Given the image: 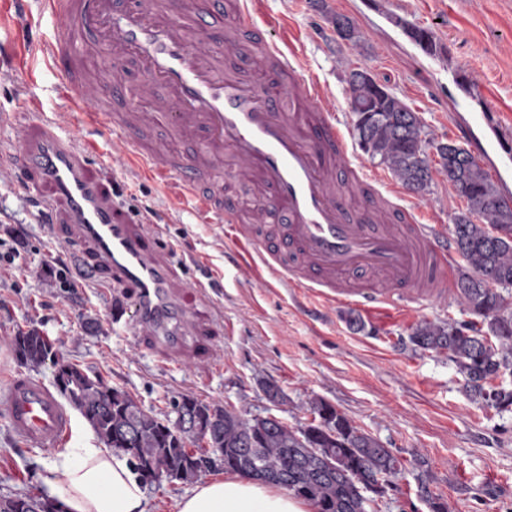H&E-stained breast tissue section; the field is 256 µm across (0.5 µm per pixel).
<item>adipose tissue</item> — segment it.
Returning <instances> with one entry per match:
<instances>
[{"mask_svg": "<svg viewBox=\"0 0 512 512\" xmlns=\"http://www.w3.org/2000/svg\"><path fill=\"white\" fill-rule=\"evenodd\" d=\"M46 495L62 512H146L143 481L130 457L77 436L45 467ZM177 512H315L312 502L282 487L235 472L185 493Z\"/></svg>", "mask_w": 512, "mask_h": 512, "instance_id": "ef3b65f1", "label": "adipose tissue"}]
</instances>
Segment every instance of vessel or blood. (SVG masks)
Here are the masks:
<instances>
[{"instance_id":"1","label":"vessel or blood","mask_w":512,"mask_h":512,"mask_svg":"<svg viewBox=\"0 0 512 512\" xmlns=\"http://www.w3.org/2000/svg\"><path fill=\"white\" fill-rule=\"evenodd\" d=\"M38 24L65 18L80 36H58L43 49L70 89L74 111L88 124L125 138L132 164L153 181L176 184L175 199L191 204L200 222L213 219L240 231L248 261H259L292 287L326 300L378 309L447 287L458 259L452 239L437 234L422 209L383 174L354 162L355 147L321 86L304 76L295 50H283L276 22L251 24L250 0H224L200 10L195 0H37ZM251 40L240 44L241 31ZM112 53L111 72L89 69L84 34ZM269 60L271 95L252 78L254 56ZM135 67L154 90L148 113L128 104L124 78ZM174 143L197 142L189 155L158 156L151 124ZM19 160L35 187H49L44 205L72 238L88 243L105 284L129 288L134 310L127 324L178 351L194 311L174 294L171 256L156 233L130 224L110 189L91 174L89 149L59 121L30 122ZM232 181L254 187L256 209L234 193L207 191L219 166ZM246 222L271 224L275 236L243 231ZM13 434L28 447L60 445L72 424L65 407L41 379L12 376L4 402Z\"/></svg>"}]
</instances>
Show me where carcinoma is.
Wrapping results in <instances>:
<instances>
[{
  "label": "carcinoma",
  "instance_id": "cac0c4a2",
  "mask_svg": "<svg viewBox=\"0 0 512 512\" xmlns=\"http://www.w3.org/2000/svg\"><path fill=\"white\" fill-rule=\"evenodd\" d=\"M412 40L427 54L438 51L432 32L411 29ZM347 95L358 144L371 146L370 158L386 167L409 191L423 194L432 181L423 125L416 112L365 70L347 79ZM459 175L448 184L464 202L452 235L468 272L456 288L464 311L474 319L418 323L410 342L424 351L446 352L462 376L470 398L482 407L512 406V388L496 381L512 376V207L478 160L464 151ZM497 239H492L493 234ZM492 280L499 288L489 293L480 284ZM17 360L32 369L50 362L65 370L66 385L96 435L109 446H128L141 464L163 462L172 479L189 482L201 472L196 457L207 448L236 453L240 467L255 470L254 477L281 486L310 500L316 512H367L355 478H396L397 459L373 436L363 432L331 404L320 400L313 421L298 430L281 422L245 419L232 409L183 396L174 412L203 420L210 428L209 447L191 448L190 435L176 438L165 431L164 420L144 410L129 394L110 387L100 377L63 361L58 350L35 327L12 338ZM257 447H251L253 437ZM319 449L331 466L312 464L310 449ZM0 512H52V500L31 493L0 496Z\"/></svg>",
  "mask_w": 512,
  "mask_h": 512
}]
</instances>
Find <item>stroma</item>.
<instances>
[{"label":"stroma","mask_w":512,"mask_h":512,"mask_svg":"<svg viewBox=\"0 0 512 512\" xmlns=\"http://www.w3.org/2000/svg\"><path fill=\"white\" fill-rule=\"evenodd\" d=\"M252 10L279 23L282 41L323 85L325 106L344 130L352 128L347 75L367 70L419 115L427 140L468 149L512 196V159L496 136L512 127V0H254ZM338 15L351 20L356 43L336 36ZM26 24L16 0L0 5V39L12 42L14 57L0 67V111L33 102L23 122L0 127V253L14 259L0 267V391L21 368L12 336L35 327L65 361L160 415L188 395L295 430L312 422L316 401L330 403L389 448L402 470L369 512H432L434 499L448 512H512V407L479 408L447 354L408 339L421 321L466 319L455 289L370 313L247 266L229 227L175 211V186L134 173L119 136L65 110L46 55L21 52L24 40L41 37ZM406 24L432 31L441 54H425L403 32ZM54 114L91 144L93 171L118 208L174 250L180 297L201 310L182 355L125 328L129 292L89 283L90 246L70 239L65 225L45 223L28 177L2 157L23 144L27 122ZM431 168L417 202L447 235L464 204L440 163ZM351 317L360 329L348 326ZM56 454L24 446L0 415V495L42 493V465Z\"/></svg>","instance_id":"1"}]
</instances>
